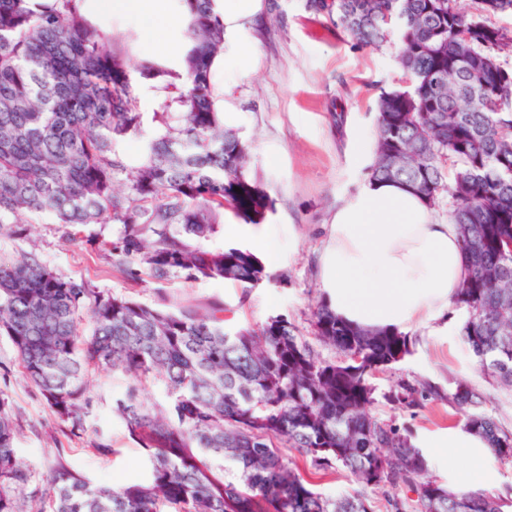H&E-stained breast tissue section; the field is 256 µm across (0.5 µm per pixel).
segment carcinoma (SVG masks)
Here are the masks:
<instances>
[{
  "instance_id": "obj_1",
  "label": "carcinoma",
  "mask_w": 512,
  "mask_h": 512,
  "mask_svg": "<svg viewBox=\"0 0 512 512\" xmlns=\"http://www.w3.org/2000/svg\"><path fill=\"white\" fill-rule=\"evenodd\" d=\"M183 45L170 60L132 63L121 37L87 22L76 0H0V233L47 215L78 242L76 226L119 224L101 239L130 283L221 280L248 290L273 275L246 247L209 249L224 213L258 225L273 200L248 176L249 145L224 129L211 83L224 51L215 0H179ZM305 9L352 44L397 42L406 87L380 94L371 178L408 186L432 207L448 202L467 276L453 308L484 374L512 388V30L492 17L512 0H305ZM164 94L153 135L141 134L133 74ZM242 189L238 193L235 188ZM224 307H152L103 294L48 268L33 253L0 261V334L58 424L84 429L85 378L128 377L112 414L146 454V479L95 487L60 467L50 512H374L362 493L324 497L309 487L293 448L323 474L341 469L367 488L414 494L411 512H505L507 498L451 490L426 476L412 429L366 414L370 379L411 353L407 334L343 322L324 297L314 306L327 360L284 315L226 323ZM164 398L151 400L147 384ZM395 410L440 400L512 464V432L482 409L466 381L451 391L402 378L383 394ZM8 402L0 398V512H45L26 493Z\"/></svg>"
}]
</instances>
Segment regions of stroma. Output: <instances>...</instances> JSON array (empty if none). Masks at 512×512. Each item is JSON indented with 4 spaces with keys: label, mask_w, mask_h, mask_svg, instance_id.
I'll return each mask as SVG.
<instances>
[{
    "label": "stroma",
    "mask_w": 512,
    "mask_h": 512,
    "mask_svg": "<svg viewBox=\"0 0 512 512\" xmlns=\"http://www.w3.org/2000/svg\"><path fill=\"white\" fill-rule=\"evenodd\" d=\"M305 0H262L260 10L228 35L212 74L224 126L249 145V168L274 199L266 218L275 227L265 240L260 226L225 216L209 240L212 248L243 246L269 265L275 279L245 291L224 281L135 287L113 270L103 252L88 244H71L64 230L45 219L16 236L0 235V258L21 252L37 254L51 269L88 281L96 290L129 295L160 307L191 306L205 311L215 304L232 309L234 325H261L270 317L288 316L303 336H310L313 304L321 290L313 260L326 233L325 220L339 198L355 189L366 172L355 163L350 132L375 130V100L380 90L403 85L392 48L359 49L335 26L304 9ZM249 59H241L243 46ZM246 76H239L240 66ZM296 231V246L288 233ZM410 355L376 374L372 382L386 392L403 377L432 381L448 389L466 380L503 429L512 432V390L497 384L479 368L461 336L416 332ZM91 405L86 428L71 435L60 427L39 390L23 373L8 336L0 335V398L8 403L16 427L15 448L32 474L29 490L45 488L56 469L68 465L92 484L120 486L145 477L144 451L112 415V398L124 386L122 376L95 372L87 378ZM377 419L397 416L408 423L414 443L428 460L430 476L450 484L451 469H463L462 457L447 461L434 440L465 419L441 401H430L416 413H392L384 401L368 409ZM105 440L106 450L92 444Z\"/></svg>",
    "instance_id": "obj_1"
}]
</instances>
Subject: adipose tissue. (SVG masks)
<instances>
[{"mask_svg": "<svg viewBox=\"0 0 512 512\" xmlns=\"http://www.w3.org/2000/svg\"><path fill=\"white\" fill-rule=\"evenodd\" d=\"M84 16L104 24L112 17L133 21L151 50L169 48V34L181 27L179 5L168 0H79ZM328 233L315 262L324 298L343 320L406 331L429 328L446 336L457 329L453 300L466 261L457 228L413 190L391 181L364 178L343 196L328 218ZM436 447L468 458L457 485L477 483L487 444L457 427Z\"/></svg>", "mask_w": 512, "mask_h": 512, "instance_id": "obj_1", "label": "adipose tissue"}]
</instances>
